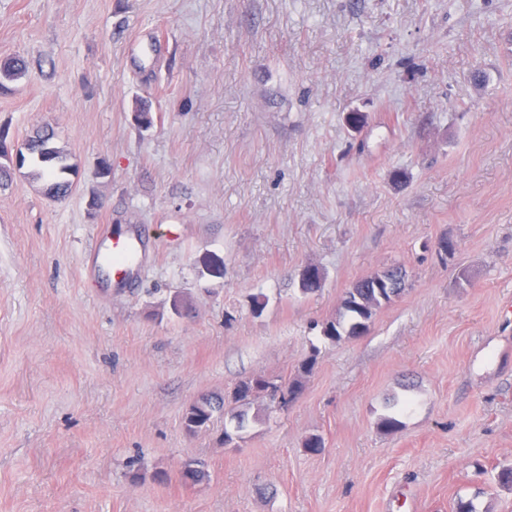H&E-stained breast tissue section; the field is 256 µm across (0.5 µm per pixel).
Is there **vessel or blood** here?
Here are the masks:
<instances>
[{"label": "vessel or blood", "instance_id": "1", "mask_svg": "<svg viewBox=\"0 0 512 512\" xmlns=\"http://www.w3.org/2000/svg\"><path fill=\"white\" fill-rule=\"evenodd\" d=\"M146 249L145 234L139 229L115 232L101 228L86 252L88 273L118 288L133 287L141 279Z\"/></svg>", "mask_w": 512, "mask_h": 512}]
</instances>
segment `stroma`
Returning a JSON list of instances; mask_svg holds the SVG:
<instances>
[{
    "label": "stroma",
    "mask_w": 512,
    "mask_h": 512,
    "mask_svg": "<svg viewBox=\"0 0 512 512\" xmlns=\"http://www.w3.org/2000/svg\"><path fill=\"white\" fill-rule=\"evenodd\" d=\"M6 56L0 129L78 174L0 185V512H512V0H0ZM105 224L151 229L135 291L83 271ZM393 265L409 288L324 339ZM252 375L302 389L236 446L185 430ZM19 150L20 159L13 167L22 169L32 166L29 176L32 180H43L46 193L53 199H64L72 191L73 181L69 176L76 174L74 165L68 162V153L54 143L53 132H39L29 136ZM384 278L394 279L397 288H392L390 293L386 288H380L382 294L379 293L375 282ZM407 280L406 270L396 266L356 281L345 292L338 317L322 326L321 335L333 342L364 335L377 311L391 304L403 293Z\"/></svg>",
    "instance_id": "obj_1"
}]
</instances>
